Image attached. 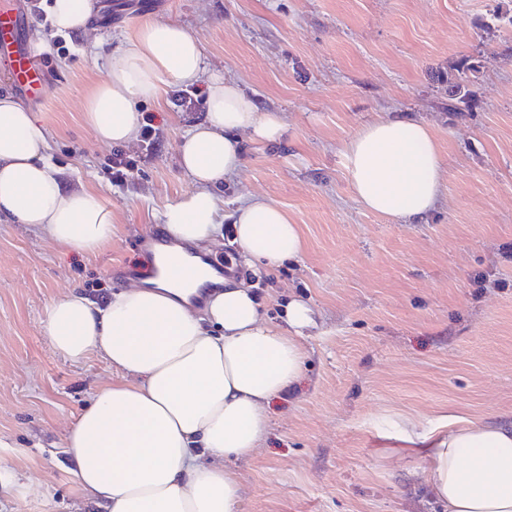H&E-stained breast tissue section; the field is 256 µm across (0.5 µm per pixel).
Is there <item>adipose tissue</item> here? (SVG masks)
<instances>
[{"mask_svg": "<svg viewBox=\"0 0 512 512\" xmlns=\"http://www.w3.org/2000/svg\"><path fill=\"white\" fill-rule=\"evenodd\" d=\"M95 0H50L56 32H80ZM206 84V115L184 137L180 160L194 187L163 209L162 233L199 269L188 282L160 275L99 303L72 288L45 310L52 349L73 364L97 357L123 381L101 388L68 426L63 446L73 482L103 512H239L235 461L266 434L269 407L293 388L305 364L301 343L314 320L304 302L282 307V325L261 311L253 284L219 275L201 250L221 233L213 185L238 171L242 139L266 143L284 130L239 86L206 76L199 39L172 21L147 19L107 59L106 77L84 105V122L109 144L133 139L138 106L172 86ZM347 179L363 209L416 224L443 188L434 130L384 115L344 142ZM33 224L51 241L92 253L112 240V204L75 189L50 155L29 107L0 97V217ZM235 238L250 266L272 269L304 250L286 210L252 198L236 210ZM423 448L424 479L448 512H512V426L456 417L430 431L409 425Z\"/></svg>", "mask_w": 512, "mask_h": 512, "instance_id": "ef3b65f1", "label": "adipose tissue"}]
</instances>
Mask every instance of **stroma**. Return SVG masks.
<instances>
[{
	"instance_id": "35a3bbf8",
	"label": "stroma",
	"mask_w": 512,
	"mask_h": 512,
	"mask_svg": "<svg viewBox=\"0 0 512 512\" xmlns=\"http://www.w3.org/2000/svg\"><path fill=\"white\" fill-rule=\"evenodd\" d=\"M84 33L56 37L36 13L21 30L47 77L29 96L0 65V96L29 105L53 161L74 186L112 203V241L94 254L52 242L35 225L0 221V462L47 487L54 512H98L76 493L62 449L68 423L121 375L93 358L74 365L44 334L45 308L72 287L102 299L143 267L142 238L193 183L179 161L202 113L146 104L157 144L124 185L115 145L85 125L84 103L107 57L153 17L196 35L208 74L238 83L282 138L242 141L241 168L214 186L225 214L258 195L298 224L301 258L240 277L263 312L308 304L307 366L272 402L254 454L236 464L240 512H443L403 445L405 419L444 415L512 423V0H100ZM471 104L448 109V80ZM408 113L442 147L446 186L427 221L366 212L343 167V143L379 114Z\"/></svg>"
}]
</instances>
